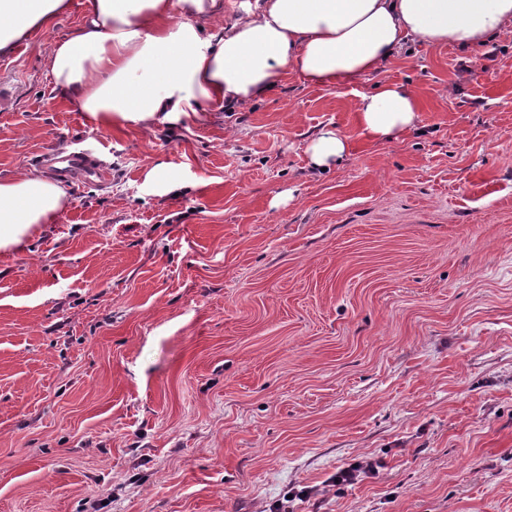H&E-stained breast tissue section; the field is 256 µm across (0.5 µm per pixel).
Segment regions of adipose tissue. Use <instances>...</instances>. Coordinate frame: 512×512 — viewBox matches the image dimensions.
<instances>
[{
  "label": "adipose tissue",
  "mask_w": 512,
  "mask_h": 512,
  "mask_svg": "<svg viewBox=\"0 0 512 512\" xmlns=\"http://www.w3.org/2000/svg\"><path fill=\"white\" fill-rule=\"evenodd\" d=\"M65 0H0V52L49 24ZM83 22L49 55L55 89L98 127L176 122L203 107L230 109L276 90L285 70L318 86H348L382 69L411 40L476 48L512 31V0H243L213 28L224 0H83ZM364 134L412 128L418 101L405 84L356 95ZM311 164H340L348 143L333 126L311 142ZM68 199L45 173L0 178V250L52 223Z\"/></svg>",
  "instance_id": "ef3b65f1"
}]
</instances>
